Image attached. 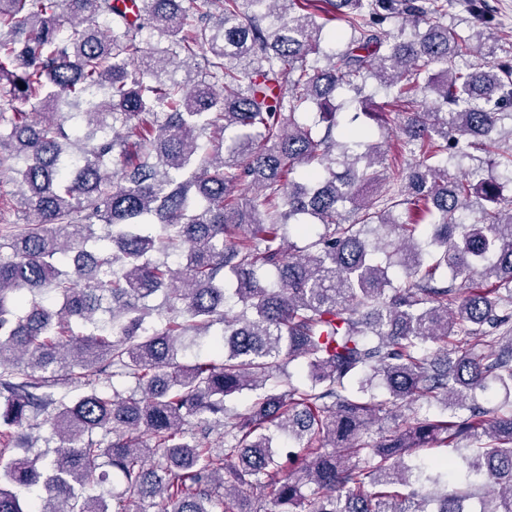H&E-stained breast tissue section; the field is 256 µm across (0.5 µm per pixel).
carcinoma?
<instances>
[{"instance_id": "obj_1", "label": "carcinoma", "mask_w": 512, "mask_h": 512, "mask_svg": "<svg viewBox=\"0 0 512 512\" xmlns=\"http://www.w3.org/2000/svg\"><path fill=\"white\" fill-rule=\"evenodd\" d=\"M183 2L0 0V174L34 216L0 225V512H260L245 487L271 512H512V55L488 0L467 37L450 0ZM371 80L414 159L379 210L386 154L335 104L381 116ZM483 156L479 183L452 173ZM215 323L218 359L180 361Z\"/></svg>"}]
</instances>
